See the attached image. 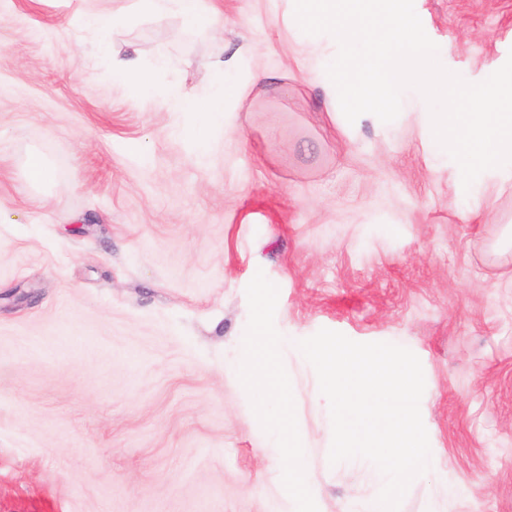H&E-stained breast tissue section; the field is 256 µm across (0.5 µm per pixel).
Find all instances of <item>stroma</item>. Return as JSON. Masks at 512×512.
Returning a JSON list of instances; mask_svg holds the SVG:
<instances>
[{
  "instance_id": "1",
  "label": "stroma",
  "mask_w": 512,
  "mask_h": 512,
  "mask_svg": "<svg viewBox=\"0 0 512 512\" xmlns=\"http://www.w3.org/2000/svg\"><path fill=\"white\" fill-rule=\"evenodd\" d=\"M414 7L469 82L512 54V0ZM199 8L223 39L133 0L0 8V512H367L382 484L330 465L312 366L250 362L256 338L323 328L422 364L433 465L400 512H512V252L493 248L512 166L464 188L410 88L401 121L349 123L321 65L337 43L312 44L293 0ZM132 49L167 62L150 96L113 73ZM220 56L248 86L224 102L239 135L214 131L198 165L179 135L198 116L166 97L202 93Z\"/></svg>"
}]
</instances>
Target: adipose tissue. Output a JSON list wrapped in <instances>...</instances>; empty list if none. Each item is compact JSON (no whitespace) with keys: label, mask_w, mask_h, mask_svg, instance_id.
Returning a JSON list of instances; mask_svg holds the SVG:
<instances>
[{"label":"adipose tissue","mask_w":512,"mask_h":512,"mask_svg":"<svg viewBox=\"0 0 512 512\" xmlns=\"http://www.w3.org/2000/svg\"><path fill=\"white\" fill-rule=\"evenodd\" d=\"M218 74L206 92L200 96H189L181 89L170 88L168 101L171 110L176 112H195L200 116L198 124L185 130L184 136L194 148L197 158H204L209 145V133L212 129H223L225 135H237L238 130L224 111L226 96L241 97L242 90L235 80L234 71L225 69L223 61L214 64Z\"/></svg>","instance_id":"adipose-tissue-1"}]
</instances>
